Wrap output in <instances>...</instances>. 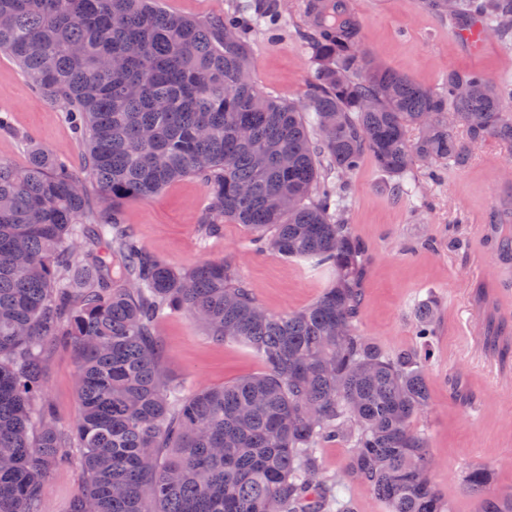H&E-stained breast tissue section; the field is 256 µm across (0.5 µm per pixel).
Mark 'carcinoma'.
Returning a JSON list of instances; mask_svg holds the SVG:
<instances>
[{"mask_svg":"<svg viewBox=\"0 0 512 512\" xmlns=\"http://www.w3.org/2000/svg\"><path fill=\"white\" fill-rule=\"evenodd\" d=\"M424 6L512 34V0ZM248 7L253 26L281 11L280 0ZM0 17V52L79 134L90 178L37 144L23 167L0 161V512H41L74 453L85 482L71 512H354L320 477L319 448L341 439L348 474L387 512H451L411 427L429 406V354L389 355L356 332L363 248L339 190L367 154L399 190L418 167L433 179L468 166L479 143L512 149V91L479 71L450 70L430 89L382 67L343 0H306L303 105L255 84L244 24L226 10L196 20L160 0H0ZM186 176L204 184L205 233L242 224L255 246L336 280L310 307L274 314L225 262L158 260L122 206ZM83 224L103 250L77 281ZM172 313L251 347L265 371L185 395L155 337ZM435 314L421 311L420 336ZM59 336L77 358L73 442L36 403L43 345ZM490 482L483 467L464 476L475 493ZM478 512H512V496H484Z\"/></svg>","mask_w":512,"mask_h":512,"instance_id":"1","label":"carcinoma"}]
</instances>
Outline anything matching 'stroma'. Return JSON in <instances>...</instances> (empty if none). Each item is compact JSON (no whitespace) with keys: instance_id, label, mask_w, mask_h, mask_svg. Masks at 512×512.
<instances>
[{"instance_id":"obj_1","label":"stroma","mask_w":512,"mask_h":512,"mask_svg":"<svg viewBox=\"0 0 512 512\" xmlns=\"http://www.w3.org/2000/svg\"><path fill=\"white\" fill-rule=\"evenodd\" d=\"M279 19L249 38L254 78L266 93L298 103L311 92L314 67L301 25L304 0H283ZM365 47L383 66L428 87L442 86L449 70H479L512 87V37L486 39L480 50L461 43L458 20L423 9L420 0H352ZM0 159L27 161L28 143L68 156L82 168V148L58 109L43 100L25 74L0 54ZM343 217L364 247L358 331L382 351L428 348V410L414 418L435 459L433 481L453 512H477L478 498L463 476L488 468L492 494H512V272L494 258L495 247L479 226L499 203L512 205V152L496 142L478 145L467 167L448 165L440 179L416 169L404 190L372 158L346 180ZM201 181L185 177L152 199L129 198L124 219L155 257L179 269L210 261L236 266L269 311L294 312L312 304L333 282L302 260L254 250L241 224L224 223L203 237L197 224L204 205ZM437 305L430 340L418 334V313ZM167 378L186 393L218 388L264 372L261 358L237 341H213L181 314L156 326ZM76 356L70 344L52 341L43 355L40 402L63 429L78 418ZM346 442L320 448L322 475L340 481L356 512H387L383 502L345 473ZM84 487L79 463L56 469L44 494L43 512H70Z\"/></svg>"}]
</instances>
